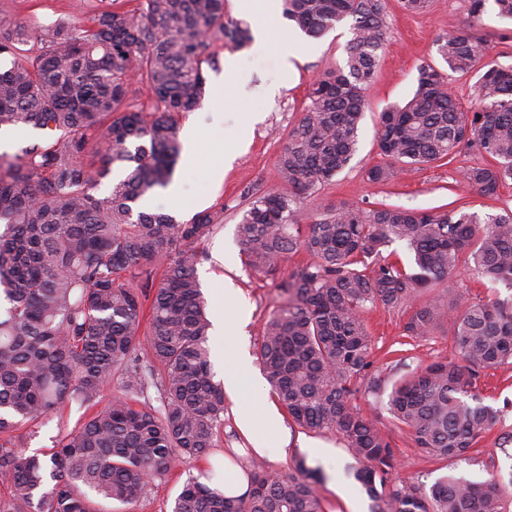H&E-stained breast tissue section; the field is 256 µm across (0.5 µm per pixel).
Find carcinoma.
<instances>
[{
  "label": "carcinoma",
  "instance_id": "obj_1",
  "mask_svg": "<svg viewBox=\"0 0 512 512\" xmlns=\"http://www.w3.org/2000/svg\"><path fill=\"white\" fill-rule=\"evenodd\" d=\"M310 38L349 22L344 64L317 78L288 131L277 166L285 192H241L236 235L248 264L276 276L303 253L280 288L256 359L294 423L341 437L359 464L354 478L371 512H504L500 485H463L445 475L428 486L396 482V455L355 403L376 393L372 336L361 314L377 303L410 307L408 336L450 323L456 357L395 380L387 407L420 453L475 457L500 413L474 389L484 371L512 359V298L464 306L432 297L462 267L488 288L512 290V210L487 213L401 206L328 207L301 224V205L346 169L358 151L368 88L383 54V0H283ZM247 27L224 20V0H98L82 20L37 31L0 14V130L32 127L46 137L9 159L0 154V512H102L91 495L124 507L180 459L218 447L224 386L209 360L211 327L197 276L199 245L224 208L178 222L137 208L171 181L180 157L177 118L205 94L213 43L241 47ZM489 45L466 31L437 40L443 71L423 62L417 87L380 113L375 138L397 169L444 160L471 147L491 162L463 172L478 195L512 180V67L486 61ZM476 74L478 105L459 107L451 77ZM146 84V104L132 84ZM108 195L97 185L114 168ZM399 242L413 271L381 263ZM145 339H140V336ZM120 393L106 397L112 381ZM155 395H150V390ZM89 414L63 430L44 457L15 447L12 432L65 403ZM305 460L288 473L253 464L247 491L224 494L221 473L190 477L171 512H325Z\"/></svg>",
  "mask_w": 512,
  "mask_h": 512
}]
</instances>
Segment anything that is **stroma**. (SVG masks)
<instances>
[{
	"label": "stroma",
	"instance_id": "35a3bbf8",
	"mask_svg": "<svg viewBox=\"0 0 512 512\" xmlns=\"http://www.w3.org/2000/svg\"><path fill=\"white\" fill-rule=\"evenodd\" d=\"M78 2L0 0V11L40 28L51 26L69 14L88 17L89 9L79 8ZM386 12L385 52L368 90L371 109L362 121L358 151L349 168L307 201L305 216H314L343 203L365 208L393 205L425 210L453 201L481 214L500 208L512 209V181L501 188L495 200L482 198L462 181L463 170L484 162L483 156L472 148L461 149L447 164L414 165L386 181H368L367 171L386 162L374 140L378 114L386 105L411 95L417 84L420 62L438 59L437 38L452 31H471L487 41L493 59L512 66V21L499 16L493 0H487L483 13L476 17L470 13V0H430L428 9L421 14L404 11L399 0H386ZM225 14L227 18L247 22L254 30L265 27L267 46L259 51L251 44L240 49L220 43L214 45L215 63L204 69L207 79L204 101L198 109L181 114L179 119L183 126L207 124L206 138L194 157L180 156L176 165L174 179L182 186L180 203H171L166 195L158 193L152 209L183 222L197 212L223 208V224L199 246L197 273L208 301V313H215L226 288L236 289L248 310V320L239 335H214L209 340L211 353L230 355L241 347L254 352L266 319L283 301L279 284L296 264L295 259H288L274 278L248 266L236 237L239 194L245 186L254 183L267 190H284L277 168L280 149L302 113L310 83L342 65L349 34L348 25L343 22L324 37L300 46L292 37V22L280 14L262 15L253 10L248 0H227ZM292 52L298 59L295 71L289 72L283 69L282 60ZM228 56L239 62L235 76L229 80L224 77V59ZM215 101L221 104L224 113L223 122L217 125L212 124L208 114L210 103ZM226 150L237 153L229 167L222 156ZM410 314L406 307L387 309L380 305L363 314L373 340L374 368L385 381L455 355L448 328L424 337L406 336L404 325ZM478 386L485 404L499 409L501 422L483 437L480 455L449 462L427 459L415 448L408 430L393 421L385 407L387 391L359 394L358 404L365 412L374 414L377 426L396 452L398 465L394 480L430 485L447 474L467 484L512 479V444L502 442L503 436L512 432V360L488 371ZM277 402L262 373H255L252 386L240 398L225 399L219 445L209 459L179 462L165 480L149 489L133 512H170L184 481L208 466L221 467L225 475L236 477L256 460L267 470L284 472L301 456L309 466L321 471L317 490L325 512H370V500L352 476L357 463L343 440L330 433L317 434L298 427L286 409L279 408V423L264 431L267 441L264 454L252 453L250 439L239 430L235 414L245 406L259 414L265 405H277ZM83 413V408L76 404L66 405L41 424L19 428L15 445L29 454L49 451L59 430L73 428Z\"/></svg>",
	"mask_w": 512,
	"mask_h": 512
}]
</instances>
